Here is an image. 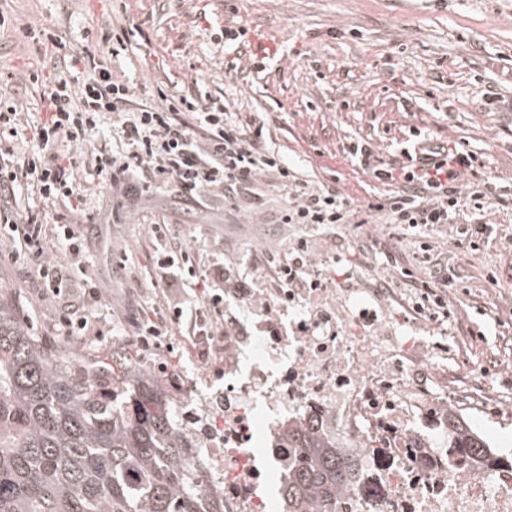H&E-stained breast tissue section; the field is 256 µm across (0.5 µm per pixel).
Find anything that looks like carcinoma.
<instances>
[{"instance_id": "carcinoma-1", "label": "carcinoma", "mask_w": 512, "mask_h": 512, "mask_svg": "<svg viewBox=\"0 0 512 512\" xmlns=\"http://www.w3.org/2000/svg\"><path fill=\"white\" fill-rule=\"evenodd\" d=\"M113 392L32 333L0 291V512H224L189 456L203 423L185 422L150 370L116 360ZM448 447L475 462L489 445L454 411ZM304 461L281 490L285 512H332L351 461L300 431Z\"/></svg>"}]
</instances>
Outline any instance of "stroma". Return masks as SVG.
Returning a JSON list of instances; mask_svg holds the SVG:
<instances>
[{
	"mask_svg": "<svg viewBox=\"0 0 512 512\" xmlns=\"http://www.w3.org/2000/svg\"><path fill=\"white\" fill-rule=\"evenodd\" d=\"M0 89L15 95L22 121L39 119L41 85L54 75L43 48L21 35L41 23L70 46L98 36L96 51L111 57L101 34L125 31L127 50L111 57L116 80L133 82L138 98L158 102L159 92H207L224 99L243 119L265 122V147L278 151L312 185L338 183L358 208L363 225L314 235L318 252L344 245L351 287L384 281L393 290L392 323L412 320L410 287L385 264L386 246L400 248L417 281L431 278L429 263L416 258L418 237L386 224L381 205L394 188L376 181L346 158L354 141L369 142L381 159L413 148L410 129L451 147L461 146L483 162L491 188L512 190V112L490 109L497 97L512 103V0H0ZM244 30L240 44L224 48L227 27ZM270 48L264 72L253 69L258 47ZM112 115L73 154L75 174L85 179L101 150H121ZM260 204L234 200L209 189L172 201L157 186L128 202L110 185L91 183L73 214L93 215L81 247L98 299L84 307L85 335L56 330L61 303L40 288L30 261L0 255V289L24 307L38 336L88 361H111L131 353L143 365L165 363L188 371L186 353L162 354L135 341V325L181 296L180 285L162 283L153 264L152 225L171 233L200 267L216 261L248 270L243 250L253 245L279 257L297 234L281 223L285 193L264 186ZM490 224L494 231L470 251L455 243L456 225ZM432 254L454 269L461 287L443 297L455 324L426 321L425 329L446 346L448 394L477 398L488 416L482 435L491 447L512 449V209L491 203L462 209L457 224L431 240ZM487 371L476 385L472 367Z\"/></svg>",
	"mask_w": 512,
	"mask_h": 512,
	"instance_id": "stroma-1",
	"label": "stroma"
}]
</instances>
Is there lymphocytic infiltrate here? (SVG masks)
Segmentation results:
<instances>
[{"label":"lymphocytic infiltrate","instance_id":"lymphocytic-infiltrate-1","mask_svg":"<svg viewBox=\"0 0 512 512\" xmlns=\"http://www.w3.org/2000/svg\"><path fill=\"white\" fill-rule=\"evenodd\" d=\"M68 60L70 65H82L90 77L77 85L61 75L45 84L41 99L46 117L36 126L22 125L16 100L0 92V247H8L12 257L34 260L42 288L58 295L69 285L61 265L43 260V243L51 237L68 246L71 256L79 254L81 226L66 216L80 197L70 150L85 141L104 112L116 116L117 134L127 149L97 155L93 173L126 196L141 195L156 183L177 193L219 187L240 195L254 191L258 175L276 178L288 195L282 221L299 227L301 234L287 257L275 265L258 255L250 265L272 267L274 278L288 288L320 287V280L303 272L307 234L354 223L357 210L349 197L333 185L298 181L278 153L264 148L263 124L243 122L229 103L198 92L165 94L161 105L136 107L131 86L114 82L107 60L86 48L70 52ZM418 149L419 156L408 161L377 164L368 143L357 141L348 148L351 160L376 180L413 186V194L391 196L388 223L399 229L432 231L452 223L467 202L479 206L488 201L489 187L478 177V159L472 152L425 140ZM19 183L57 203L60 213L53 217L42 211L18 213L12 196ZM152 232L158 242L153 260L161 281L181 282L186 294L156 318L139 323L138 336L144 340L166 336L175 325L195 336L223 335V263L200 269L191 253L173 243L168 225H153ZM456 282L455 274L445 273L416 285V313L453 321L441 290Z\"/></svg>","mask_w":512,"mask_h":512}]
</instances>
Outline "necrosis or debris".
I'll return each mask as SVG.
<instances>
[{"label":"necrosis or debris","mask_w":512,"mask_h":512,"mask_svg":"<svg viewBox=\"0 0 512 512\" xmlns=\"http://www.w3.org/2000/svg\"><path fill=\"white\" fill-rule=\"evenodd\" d=\"M330 255L324 287L268 278L224 296V333L200 346L168 336L194 361L166 373L179 409L209 420L193 461L216 476L224 512H280L276 484L301 457L289 431L314 426L357 461L334 512H512V465L469 461L444 436L449 407L434 337L393 332L383 309L345 285Z\"/></svg>","instance_id":"1"}]
</instances>
